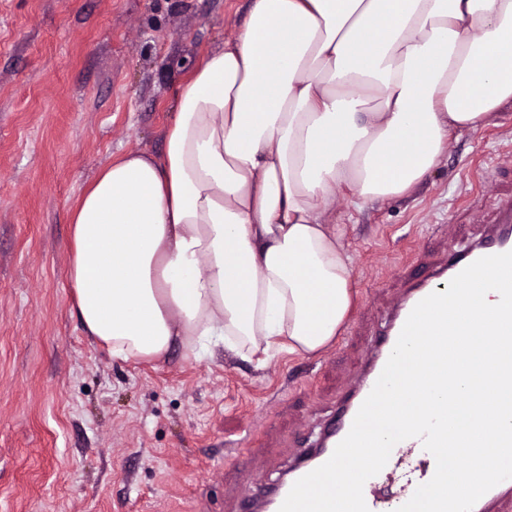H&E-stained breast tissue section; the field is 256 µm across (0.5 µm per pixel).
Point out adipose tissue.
<instances>
[{
	"label": "adipose tissue",
	"instance_id": "1",
	"mask_svg": "<svg viewBox=\"0 0 512 512\" xmlns=\"http://www.w3.org/2000/svg\"><path fill=\"white\" fill-rule=\"evenodd\" d=\"M510 101L512 0H254L163 152L109 160L72 207L85 333L121 362L321 351L353 306L337 192L407 193Z\"/></svg>",
	"mask_w": 512,
	"mask_h": 512
}]
</instances>
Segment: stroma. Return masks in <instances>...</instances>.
I'll use <instances>...</instances> for the list:
<instances>
[{"mask_svg": "<svg viewBox=\"0 0 512 512\" xmlns=\"http://www.w3.org/2000/svg\"><path fill=\"white\" fill-rule=\"evenodd\" d=\"M252 0H0V512H238L276 487L363 371L403 275L475 240L512 191V104L453 132L410 193L336 202L354 308L317 355L182 348L119 362L85 335L68 213L112 157L161 153L193 65Z\"/></svg>", "mask_w": 512, "mask_h": 512, "instance_id": "35a3bbf8", "label": "stroma"}]
</instances>
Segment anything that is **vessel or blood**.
Segmentation results:
<instances>
[{
	"label": "vessel or blood",
	"instance_id": "obj_1",
	"mask_svg": "<svg viewBox=\"0 0 512 512\" xmlns=\"http://www.w3.org/2000/svg\"><path fill=\"white\" fill-rule=\"evenodd\" d=\"M509 251H512V193L496 197L495 215L477 245L449 256L429 277L405 280L404 294L393 310L389 329L373 341L371 367L367 377L343 394L338 407V423L325 430V447L302 460L293 470L294 478H301L324 464L338 443L348 434L360 406L381 375L413 308L429 294L446 291L448 282L475 260ZM435 469V459L424 449L421 439L411 438L399 442L392 449L381 476L395 477L400 487L394 496L382 499L375 493L380 476L369 478L363 488L369 512H397L412 497L419 485L433 477ZM511 495L512 479H508L486 492L476 502L472 512H494V505Z\"/></svg>",
	"mask_w": 512,
	"mask_h": 512
}]
</instances>
